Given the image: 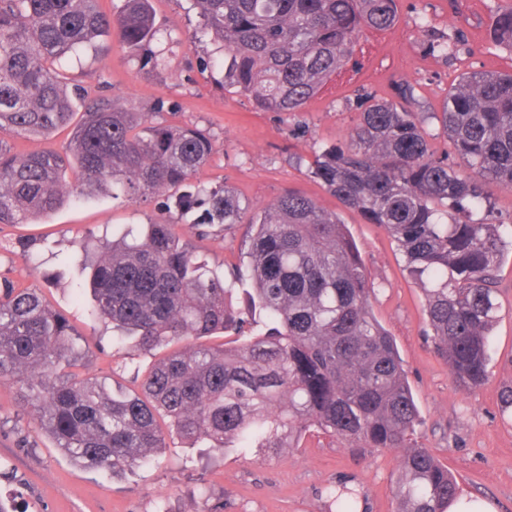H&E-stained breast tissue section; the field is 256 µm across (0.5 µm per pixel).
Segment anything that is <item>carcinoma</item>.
<instances>
[{"mask_svg": "<svg viewBox=\"0 0 512 512\" xmlns=\"http://www.w3.org/2000/svg\"><path fill=\"white\" fill-rule=\"evenodd\" d=\"M201 26L224 47V87L267 112L300 111L331 79L356 68L366 28L385 30L397 0H193ZM494 42L512 48V6H494ZM115 32L155 70L163 54L151 0H124L109 16L99 0H0V132L49 135L74 127L69 152L15 155L0 142V224L49 214L70 194L73 168L87 192L130 200L168 190L166 214L203 239L239 224L246 207L226 185L193 182L214 143L200 129L148 124L149 113L87 96L76 112L65 87L67 59ZM464 36L429 40L454 55ZM369 105L348 140L316 155L311 173L367 223L382 226L407 257L425 299L432 342L465 389L487 378L496 323L499 225L473 212L493 203L485 186L512 187V73H472L442 111H413L414 87ZM440 123L453 154L438 153L424 118ZM247 310L228 306L242 280L213 273L168 220L100 240L96 253L66 256L92 290L90 315L112 323V345L130 359L194 341L153 364L134 391L112 390L80 372L83 350L68 318L34 288L0 280V381L23 375V403L75 463L121 473L152 460L166 435L273 456L316 429L366 448L401 450L396 512H448L459 485L412 443L419 412L391 336L370 311L373 286L345 226L312 198L288 191L253 216ZM235 331L239 344L196 340Z\"/></svg>", "mask_w": 512, "mask_h": 512, "instance_id": "1", "label": "carcinoma"}]
</instances>
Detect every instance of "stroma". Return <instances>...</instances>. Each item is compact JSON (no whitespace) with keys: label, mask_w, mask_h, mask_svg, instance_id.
<instances>
[{"label":"stroma","mask_w":512,"mask_h":512,"mask_svg":"<svg viewBox=\"0 0 512 512\" xmlns=\"http://www.w3.org/2000/svg\"><path fill=\"white\" fill-rule=\"evenodd\" d=\"M399 19L383 31L365 30L359 66L336 76L299 112H265L247 96L225 90L220 67H203L217 45L197 37L199 17L191 0H152L154 22L164 33L165 64L153 70L130 56L116 34L101 37L102 52L81 54L68 72L70 87H83L151 115L152 122L207 130L214 142L199 181L231 186L253 210L290 190L303 192L345 224L375 292L376 319L392 336L417 404L413 439L458 479L464 497L512 512V249L497 275L498 321L491 338L487 381L471 391L456 388L448 365L429 337L423 293L404 253L387 232L331 195L309 167L319 147L343 143L365 102L359 90L390 97L394 83L415 88L419 112L440 111L449 88L465 72L512 73V52L491 41V0H398ZM463 31L469 48L456 56L429 53L427 33ZM157 201L132 202L105 192L71 196L58 209L28 223L0 228V275L38 289L68 317L86 343L87 373L112 377L126 361L113 350L112 331L92 319L74 288L76 273L51 251L67 254L106 233L159 219ZM248 227L214 229L197 248L217 272L240 263ZM14 381L0 382V499L16 512H328L327 493L352 487L366 512H394L400 453L363 448L308 433L299 447L258 460L228 449L209 457L178 437L154 462L124 473L73 463L38 429L33 414L19 410Z\"/></svg>","instance_id":"35a3bbf8"}]
</instances>
